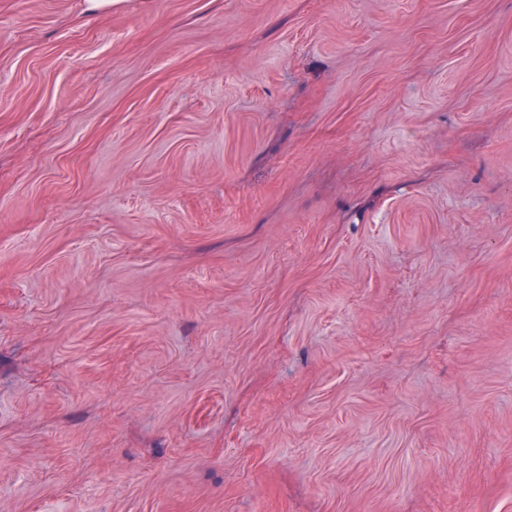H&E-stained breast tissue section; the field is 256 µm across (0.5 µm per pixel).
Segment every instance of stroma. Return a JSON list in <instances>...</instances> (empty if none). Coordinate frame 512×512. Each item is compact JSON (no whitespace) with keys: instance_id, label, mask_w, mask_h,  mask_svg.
<instances>
[{"instance_id":"obj_1","label":"stroma","mask_w":512,"mask_h":512,"mask_svg":"<svg viewBox=\"0 0 512 512\" xmlns=\"http://www.w3.org/2000/svg\"><path fill=\"white\" fill-rule=\"evenodd\" d=\"M0 512H512V0H0Z\"/></svg>"}]
</instances>
